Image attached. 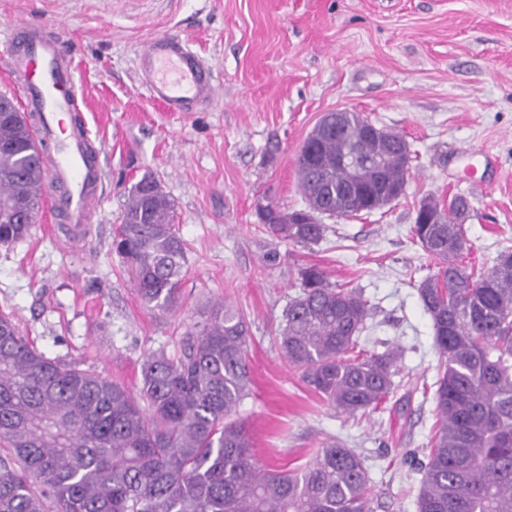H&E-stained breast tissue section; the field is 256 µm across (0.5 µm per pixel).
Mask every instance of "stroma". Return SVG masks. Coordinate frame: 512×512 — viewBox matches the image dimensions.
<instances>
[{
  "mask_svg": "<svg viewBox=\"0 0 512 512\" xmlns=\"http://www.w3.org/2000/svg\"><path fill=\"white\" fill-rule=\"evenodd\" d=\"M44 20L74 47L104 198L81 231L44 207L26 238L0 245V312L45 356L133 388L147 353L177 355L205 307L229 302L249 327L252 387L235 418L257 459L293 468L335 439L362 457L373 512H417L441 360L416 289L435 262L411 227L421 200L460 195L469 270L487 274L512 251V0H0V92L15 28ZM165 33L189 36L221 86L215 107L168 112L150 99L135 56ZM338 109L405 137V193L368 215L325 218L316 245L279 241L257 207H304L299 150ZM147 173L186 248L179 301L164 312L142 304L112 250L128 191ZM478 179L486 191L471 190ZM306 265L372 305L360 348L402 350L376 411L336 410L281 355Z\"/></svg>",
  "mask_w": 512,
  "mask_h": 512,
  "instance_id": "35a3bbf8",
  "label": "stroma"
}]
</instances>
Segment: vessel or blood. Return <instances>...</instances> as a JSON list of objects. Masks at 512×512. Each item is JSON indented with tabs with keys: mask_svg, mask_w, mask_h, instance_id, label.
<instances>
[{
	"mask_svg": "<svg viewBox=\"0 0 512 512\" xmlns=\"http://www.w3.org/2000/svg\"><path fill=\"white\" fill-rule=\"evenodd\" d=\"M9 56L13 85L25 94L39 142L40 192L55 213L81 227L100 203L103 166L86 122L75 118L80 93L72 47L54 25L24 24L15 32ZM135 70L150 99L166 111L200 112L218 99L210 70L182 37L153 38L138 53Z\"/></svg>",
	"mask_w": 512,
	"mask_h": 512,
	"instance_id": "vessel-or-blood-1",
	"label": "vessel or blood"
}]
</instances>
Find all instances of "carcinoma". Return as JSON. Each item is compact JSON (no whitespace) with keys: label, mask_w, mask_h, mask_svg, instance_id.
<instances>
[{"label":"carcinoma","mask_w":512,"mask_h":512,"mask_svg":"<svg viewBox=\"0 0 512 512\" xmlns=\"http://www.w3.org/2000/svg\"><path fill=\"white\" fill-rule=\"evenodd\" d=\"M345 112L339 131L319 122L297 158L310 222L271 202L259 224L288 243L310 246L326 231L321 214L352 217L404 188L410 152L397 132ZM36 146L27 118L0 94V244L26 237L39 212ZM174 205L146 175L129 192L112 245L142 303L172 309L185 244ZM468 204H420L411 227L434 274L417 286L441 356L437 430L421 465L418 512H512V251L475 277L462 218ZM302 294L288 307L279 347L303 382L337 410L377 409L392 392L399 347L354 354L372 307L323 270H300ZM248 325L223 302L185 337L177 356L147 354L136 391L38 352L0 314V512H372L362 458L326 442L296 468L265 466L235 420L249 394Z\"/></svg>","instance_id":"obj_1"}]
</instances>
